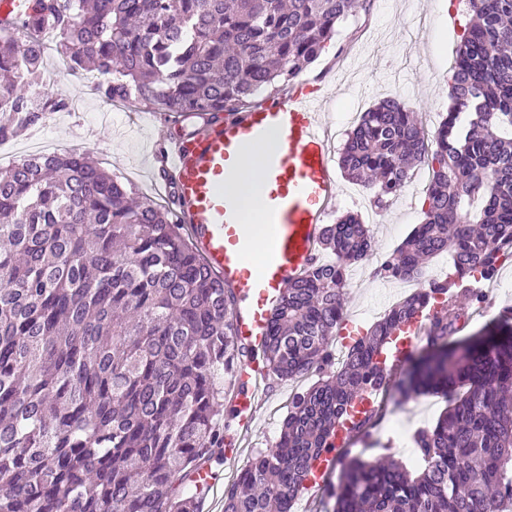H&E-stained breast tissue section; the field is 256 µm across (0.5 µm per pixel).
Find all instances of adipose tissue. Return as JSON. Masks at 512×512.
Here are the masks:
<instances>
[{
  "label": "adipose tissue",
  "instance_id": "adipose-tissue-1",
  "mask_svg": "<svg viewBox=\"0 0 512 512\" xmlns=\"http://www.w3.org/2000/svg\"><path fill=\"white\" fill-rule=\"evenodd\" d=\"M262 150H255L245 161L243 175L235 187L243 207V222L250 228L257 245L256 250L247 256L246 266L249 270H256L268 247L270 230L265 222L263 198L265 189L261 182Z\"/></svg>",
  "mask_w": 512,
  "mask_h": 512
}]
</instances>
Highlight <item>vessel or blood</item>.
<instances>
[{
  "mask_svg": "<svg viewBox=\"0 0 512 512\" xmlns=\"http://www.w3.org/2000/svg\"><path fill=\"white\" fill-rule=\"evenodd\" d=\"M27 3L0 0V27L16 26ZM273 134L279 147L264 161V179L275 187L267 208L270 253L252 273L244 259L254 240L239 222L238 199L225 193L224 186L235 180L238 159ZM154 185L160 193L175 191L179 219L196 252L236 296L233 330L248 354L237 366L231 403L236 435L228 440L224 454L231 463L237 459L241 438L252 433L263 403L268 374L262 350L270 312L318 260L324 217L336 200L338 187L320 99L290 90L228 120L207 122L192 133L168 138ZM337 465V451L324 453L312 466L306 492L321 491Z\"/></svg>",
  "mask_w": 512,
  "mask_h": 512,
  "instance_id": "b4317fda",
  "label": "vessel or blood"
}]
</instances>
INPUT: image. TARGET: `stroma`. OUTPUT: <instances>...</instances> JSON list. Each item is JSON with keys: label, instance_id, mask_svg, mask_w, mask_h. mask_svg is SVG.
Returning a JSON list of instances; mask_svg holds the SVG:
<instances>
[{"label": "stroma", "instance_id": "1", "mask_svg": "<svg viewBox=\"0 0 512 512\" xmlns=\"http://www.w3.org/2000/svg\"><path fill=\"white\" fill-rule=\"evenodd\" d=\"M465 23V15L446 9L442 0H369L367 8H356L337 35L338 40L350 41L349 53L340 59L324 53L298 77L299 82L318 86L326 98L323 113L333 155H340L348 132L360 119L359 113L350 109L357 100L369 107L383 99H399L419 112L426 131H434L447 111L444 93ZM59 94L79 100L81 111L62 108L48 112L41 125L8 141L0 155V168L26 156L31 144L49 141L58 153L72 148L87 151L108 172L125 177L137 193L148 195L152 192L155 150L167 137L202 124L197 117L177 121L161 112L152 113L141 103L109 106L80 74L63 76ZM422 200L419 193L401 195L369 221L375 253L391 252L421 223ZM367 268L364 261L351 266L352 283L343 292L349 324L364 329L374 321L373 309L390 307L404 296L396 284L370 277ZM484 287L495 299L496 308L482 317L474 316L464 289L454 291L458 307L470 314L461 337L491 328L500 309H512V260L502 261ZM309 385L306 379L270 381L256 429L242 450L239 464H246L253 450L275 441L291 393ZM444 406L443 399L433 394L406 401L391 395L385 418L373 431L369 446H354L353 455L371 461L391 455L411 463L412 453L399 448L394 421L413 429L430 426Z\"/></svg>", "mask_w": 512, "mask_h": 512}]
</instances>
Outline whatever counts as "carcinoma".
I'll return each instance as SVG.
<instances>
[{"mask_svg": "<svg viewBox=\"0 0 512 512\" xmlns=\"http://www.w3.org/2000/svg\"><path fill=\"white\" fill-rule=\"evenodd\" d=\"M18 32L0 31V141L42 123L29 96L43 70L37 37L59 34L70 72L95 68L103 101L135 100L170 117L229 118L278 95L314 63L354 0H31ZM471 15L451 67L448 114L425 137L417 113L385 99L363 113L340 165L389 207L416 165L431 178L424 221L378 270L423 276L448 253L445 280L403 298L347 346L351 265L373 251L353 214L324 227L322 252L270 315L262 358L279 380L318 377L288 400L275 443L224 487V512H291L311 462L354 400L388 385L403 327L428 323L397 391L445 397L414 433L419 468L340 454L324 512H512V313L455 340L453 287L491 279L512 256V0H465ZM233 292L194 250L173 196L141 195L78 149L0 169V512H199L184 496L199 467L224 456V402L240 351Z\"/></svg>", "mask_w": 512, "mask_h": 512, "instance_id": "1", "label": "carcinoma"}]
</instances>
